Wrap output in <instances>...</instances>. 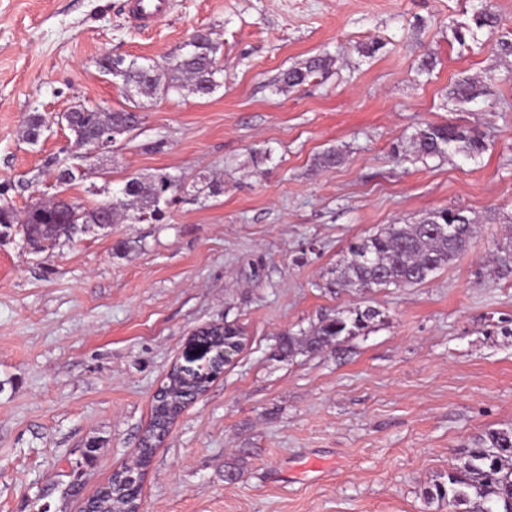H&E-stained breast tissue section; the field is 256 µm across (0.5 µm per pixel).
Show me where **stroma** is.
I'll use <instances>...</instances> for the list:
<instances>
[{
    "mask_svg": "<svg viewBox=\"0 0 512 512\" xmlns=\"http://www.w3.org/2000/svg\"><path fill=\"white\" fill-rule=\"evenodd\" d=\"M125 3L0 0V204L61 193L93 207L161 168L184 186L156 224L38 255L0 239V512H82L138 448L193 332L224 322L245 345L155 448L143 512H448L424 488L474 435L512 426V278L484 265L512 234V63L452 31L486 10L512 38V0H173L147 29ZM199 28L220 46L212 94L134 101L98 67L181 54ZM319 55L328 69L281 85ZM462 76L489 95L456 103ZM78 104L143 122L62 187L40 170L68 130L35 144L23 131ZM427 122L476 129L487 149L408 161ZM336 147L343 161L318 169ZM213 176L219 193L197 198ZM444 207L481 229L430 280L332 285L351 241ZM368 306L378 317L339 350L273 357L275 336ZM332 59L328 56H317L310 58L300 64L289 68L282 73L280 82L283 86L293 88L303 84L306 79L318 70H324L330 66Z\"/></svg>",
    "mask_w": 512,
    "mask_h": 512,
    "instance_id": "35a3bbf8",
    "label": "stroma"
}]
</instances>
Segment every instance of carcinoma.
Returning a JSON list of instances; mask_svg holds the SVG:
<instances>
[{
  "mask_svg": "<svg viewBox=\"0 0 512 512\" xmlns=\"http://www.w3.org/2000/svg\"><path fill=\"white\" fill-rule=\"evenodd\" d=\"M474 25L470 35L475 40L477 32L483 29L494 34L499 28V19L489 11H480L474 16ZM217 51L218 46L208 32L198 35V43L189 45V49L165 69L122 57H112L106 64L100 61L98 66L121 79L126 90L136 96L156 99L171 90H188L204 96L221 86L217 76L223 74L224 69L219 65ZM331 62L328 56L310 58L282 73L280 82L288 88L299 86L312 73L328 68ZM450 94L457 103L468 104L483 95L484 88L465 77L455 81ZM140 122L139 113L133 110L97 112L78 104L71 108L67 129L81 147L102 127L112 130L115 143L136 129ZM43 127V116L31 115L25 126V139L37 142ZM412 144L415 158L423 163L450 155L474 159L486 150L482 135L451 122L419 127L412 136ZM44 169L57 172V181L62 185L84 176L82 172L65 176L67 166L57 155L46 160ZM175 183H181V179L164 169L145 178L132 177L113 197L112 211L108 215L102 204L86 208L60 198L37 200L20 212L6 203L0 205V235H19L33 252L42 253L70 243L95 227L110 229L129 216L141 222L159 221L165 207L176 202L172 191ZM444 224L454 225L453 235L443 233ZM476 234L475 217L462 208L436 209L414 224H390L348 245L336 263L334 284L357 291L421 284L467 251ZM492 273L500 279L512 277L511 238L497 246ZM378 316L379 311L372 307L325 315L299 335L280 334L273 357L286 361L299 354L338 350L350 337L369 329ZM183 402L185 398L176 389L158 399L153 406L154 424L163 426L171 413L182 411ZM424 495L430 503L435 500L446 503L451 512H512V428H489L476 435L472 446L460 456V463L448 470L446 478L426 488ZM132 501V485L126 482L110 496L92 498L88 509L90 512H121Z\"/></svg>",
  "mask_w": 512,
  "mask_h": 512,
  "instance_id": "1",
  "label": "carcinoma"
}]
</instances>
